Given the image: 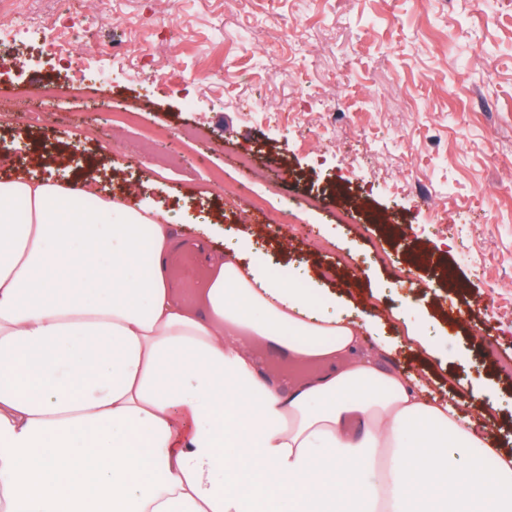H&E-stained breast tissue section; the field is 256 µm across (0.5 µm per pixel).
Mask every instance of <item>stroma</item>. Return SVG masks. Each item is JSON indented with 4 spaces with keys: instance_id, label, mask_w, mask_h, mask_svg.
Returning <instances> with one entry per match:
<instances>
[{
    "instance_id": "obj_1",
    "label": "stroma",
    "mask_w": 512,
    "mask_h": 512,
    "mask_svg": "<svg viewBox=\"0 0 512 512\" xmlns=\"http://www.w3.org/2000/svg\"><path fill=\"white\" fill-rule=\"evenodd\" d=\"M88 2L0 0V22L19 23L0 32V100L24 106L33 85L133 50L123 78L37 122L0 115V179L129 187L207 252L239 239L351 319L378 315L363 345L391 344L379 366L425 400L473 399L511 452L512 0L489 20L471 0H108L103 25ZM131 107L138 124L115 131Z\"/></svg>"
}]
</instances>
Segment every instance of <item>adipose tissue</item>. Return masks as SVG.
<instances>
[{"label": "adipose tissue", "instance_id": "1", "mask_svg": "<svg viewBox=\"0 0 512 512\" xmlns=\"http://www.w3.org/2000/svg\"><path fill=\"white\" fill-rule=\"evenodd\" d=\"M96 191L0 182V512H512L470 400L426 403L261 255L211 254L185 304L171 224ZM261 343L324 370L285 389Z\"/></svg>", "mask_w": 512, "mask_h": 512}]
</instances>
